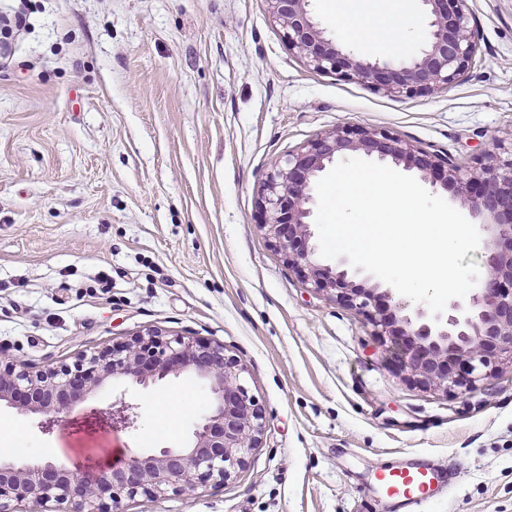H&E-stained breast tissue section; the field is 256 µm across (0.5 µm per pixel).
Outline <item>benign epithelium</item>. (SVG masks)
Listing matches in <instances>:
<instances>
[{"label": "benign epithelium", "mask_w": 512, "mask_h": 512, "mask_svg": "<svg viewBox=\"0 0 512 512\" xmlns=\"http://www.w3.org/2000/svg\"><path fill=\"white\" fill-rule=\"evenodd\" d=\"M310 2L267 0L290 47L313 69L360 80L387 96L446 88L476 53L467 0H420L428 41L412 57L394 61L359 57L327 37L311 15ZM357 155L402 163L432 185L452 188L479 219L484 255L476 288L466 301L448 304V311L434 318L428 308H412L410 301L396 298L393 288L355 284L344 258L333 267L317 261L308 207L314 183L327 165ZM261 216L262 229L288 263L313 288L363 313L374 334L395 345L419 384L469 392L491 376L496 360L512 359V156L489 154L474 166H461L382 130L342 127L300 146L284 163H274L262 189ZM243 373L222 343L165 339L151 329L44 371L0 356V403L40 414L47 426L104 387L119 391L109 412L112 421L133 426L135 406L120 390L127 382L147 386L186 374L211 395L187 444L133 456L119 467L90 471L52 460L19 464L0 459V512H16L13 502L51 512L52 501L67 505L68 512H121L125 497L140 495L154 502L169 492L187 494L209 482L223 484L245 465L264 428L263 411Z\"/></svg>", "instance_id": "7a95c632"}]
</instances>
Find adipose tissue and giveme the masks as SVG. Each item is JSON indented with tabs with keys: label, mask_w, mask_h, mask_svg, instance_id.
I'll use <instances>...</instances> for the list:
<instances>
[{
	"label": "adipose tissue",
	"mask_w": 512,
	"mask_h": 512,
	"mask_svg": "<svg viewBox=\"0 0 512 512\" xmlns=\"http://www.w3.org/2000/svg\"><path fill=\"white\" fill-rule=\"evenodd\" d=\"M330 13L347 38L387 54L409 53L422 30L413 0H333Z\"/></svg>",
	"instance_id": "obj_1"
}]
</instances>
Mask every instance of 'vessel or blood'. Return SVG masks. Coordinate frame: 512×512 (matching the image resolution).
<instances>
[{"label":"vessel or blood","instance_id":"vessel-or-blood-1","mask_svg":"<svg viewBox=\"0 0 512 512\" xmlns=\"http://www.w3.org/2000/svg\"><path fill=\"white\" fill-rule=\"evenodd\" d=\"M373 483L378 496L402 512H419L450 488L452 473L427 456L412 453L399 464L376 471Z\"/></svg>","mask_w":512,"mask_h":512}]
</instances>
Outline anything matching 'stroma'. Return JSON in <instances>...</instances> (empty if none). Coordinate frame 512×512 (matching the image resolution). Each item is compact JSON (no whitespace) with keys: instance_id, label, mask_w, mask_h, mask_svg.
I'll use <instances>...</instances> for the list:
<instances>
[{"instance_id":"35a3bbf8","label":"stroma","mask_w":512,"mask_h":512,"mask_svg":"<svg viewBox=\"0 0 512 512\" xmlns=\"http://www.w3.org/2000/svg\"><path fill=\"white\" fill-rule=\"evenodd\" d=\"M477 43L448 88L393 97L314 70L266 0H0V350L45 370L149 328L222 342L265 427L223 486L125 512H389L372 473L454 461L424 512H512V362L473 391L416 383L358 311L311 288L260 227L273 163L341 126L474 165L512 147V0H467ZM102 390L53 433L0 407L10 460L105 468L181 446L188 376ZM135 409L136 407L133 404L126 401L125 392L121 390L112 402L109 416L113 422L131 427L134 426L137 420Z\"/></svg>"}]
</instances>
